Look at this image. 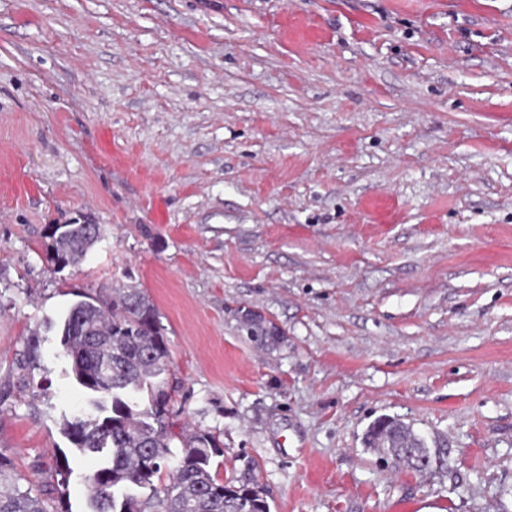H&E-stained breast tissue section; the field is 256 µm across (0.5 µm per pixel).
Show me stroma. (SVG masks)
I'll return each mask as SVG.
<instances>
[{
    "instance_id": "stroma-1",
    "label": "stroma",
    "mask_w": 512,
    "mask_h": 512,
    "mask_svg": "<svg viewBox=\"0 0 512 512\" xmlns=\"http://www.w3.org/2000/svg\"><path fill=\"white\" fill-rule=\"evenodd\" d=\"M74 218L104 238L59 271L45 229ZM115 284L159 311L176 428L219 434L220 477L272 512H512V0H0V452L24 486L84 408L60 318ZM383 415L447 467L384 463ZM240 331L258 349L273 347L277 340L283 336L279 327L265 319L261 314H247L246 319L241 321Z\"/></svg>"
}]
</instances>
